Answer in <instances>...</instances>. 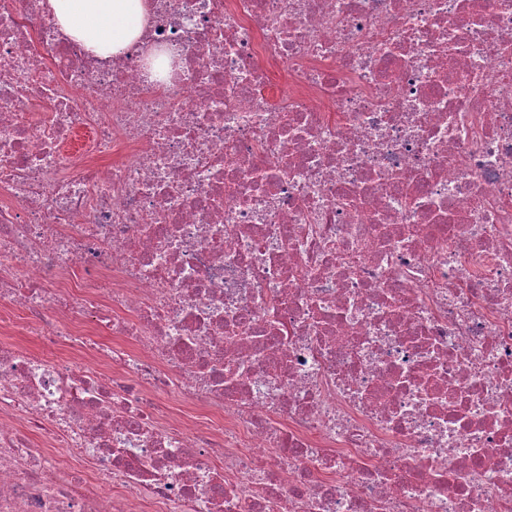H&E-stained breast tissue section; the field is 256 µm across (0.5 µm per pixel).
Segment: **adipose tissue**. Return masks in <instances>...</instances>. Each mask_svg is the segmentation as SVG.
Masks as SVG:
<instances>
[{"label": "adipose tissue", "mask_w": 512, "mask_h": 512, "mask_svg": "<svg viewBox=\"0 0 512 512\" xmlns=\"http://www.w3.org/2000/svg\"><path fill=\"white\" fill-rule=\"evenodd\" d=\"M47 7L68 37L103 57L125 50L149 12L147 0H47Z\"/></svg>", "instance_id": "adipose-tissue-1"}]
</instances>
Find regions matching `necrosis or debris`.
Segmentation results:
<instances>
[{
    "label": "necrosis or debris",
    "instance_id": "1",
    "mask_svg": "<svg viewBox=\"0 0 512 512\" xmlns=\"http://www.w3.org/2000/svg\"><path fill=\"white\" fill-rule=\"evenodd\" d=\"M18 312L0 512H512V0H0ZM61 30L92 54L125 50L141 33L147 0H47Z\"/></svg>",
    "mask_w": 512,
    "mask_h": 512
}]
</instances>
